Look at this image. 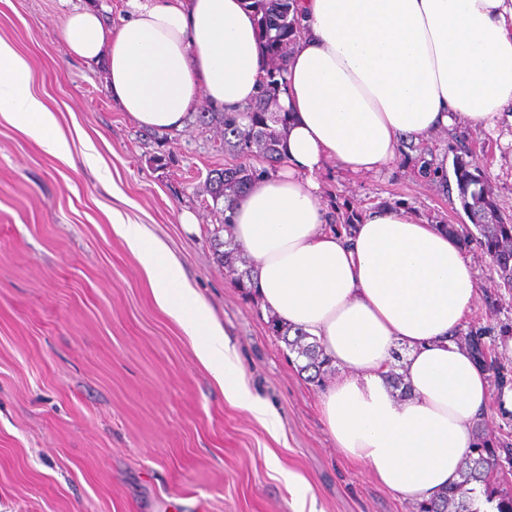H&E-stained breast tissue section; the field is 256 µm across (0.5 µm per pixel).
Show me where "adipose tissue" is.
I'll return each mask as SVG.
<instances>
[{
	"label": "adipose tissue",
	"mask_w": 512,
	"mask_h": 512,
	"mask_svg": "<svg viewBox=\"0 0 512 512\" xmlns=\"http://www.w3.org/2000/svg\"><path fill=\"white\" fill-rule=\"evenodd\" d=\"M127 6L117 27L91 2L75 9L63 37L74 58L105 62L112 97L136 125L178 132L199 100L223 110L256 100L268 60L251 0ZM298 19L278 92L289 115L283 159L234 201L227 235L254 260L262 308L341 368L320 394L337 448L425 504L459 481L489 400L487 372L456 340L479 284L459 241L406 206L335 228L321 177L332 164L355 177L389 169L403 143L460 117L488 129L512 116V0H298ZM0 114L47 152L68 154L28 64L1 42ZM115 229L225 397L277 425L164 246L142 224ZM393 369L407 387L401 399L387 381Z\"/></svg>",
	"instance_id": "1"
}]
</instances>
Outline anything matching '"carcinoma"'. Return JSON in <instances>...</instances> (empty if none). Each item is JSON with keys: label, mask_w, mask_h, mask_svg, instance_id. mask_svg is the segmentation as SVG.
<instances>
[{"label": "carcinoma", "mask_w": 512, "mask_h": 512, "mask_svg": "<svg viewBox=\"0 0 512 512\" xmlns=\"http://www.w3.org/2000/svg\"><path fill=\"white\" fill-rule=\"evenodd\" d=\"M294 0H252L257 17V27L262 44L268 57L274 61L268 70L267 81L249 112H210L208 116L224 130V152L232 156L233 163L222 170H213L208 177L214 200H223L222 220L213 237L217 259L230 272L237 275L239 287H247L251 270L242 272L235 268L237 247L230 241L221 240L220 233L233 224L232 202L240 196L248 184L259 174L250 165L253 148L257 147L262 157L275 165L282 159L279 146L282 128L287 126L288 114L270 112L268 106L275 103L279 87L277 77L282 71L281 64L286 62L284 48L290 46L298 32L299 22L292 11ZM453 175L458 197L471 226L445 224L448 235L457 238L463 247L477 245L489 256L503 287L512 288V215H507L498 201L489 194L484 171L465 151L455 153ZM226 250H221V247ZM272 332L288 344L290 350L307 360L301 366L304 371H314L319 379L330 368L329 360L323 355L315 342L307 341V336L297 332L289 337L290 326L273 319ZM486 332L482 329L469 331L464 344L473 359L481 366L495 372L499 382H504V374L494 367L490 358ZM506 462L512 466V443L502 438H492L485 433L482 424L476 426V441L464 459L460 481L447 493L428 505L420 506V512H476L470 493L473 485L482 486L487 501L498 500V512H512V496L499 493L488 480V472Z\"/></svg>", "instance_id": "carcinoma-1"}]
</instances>
